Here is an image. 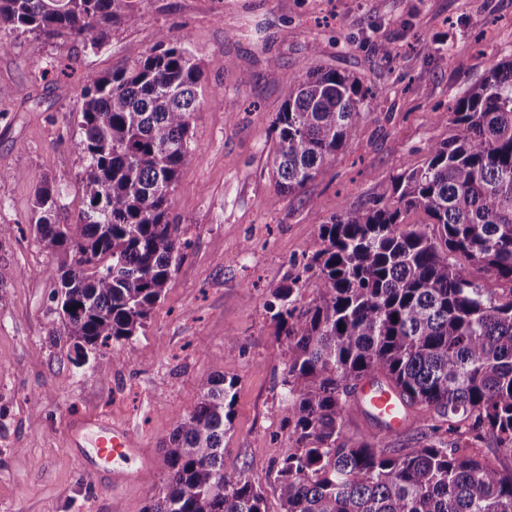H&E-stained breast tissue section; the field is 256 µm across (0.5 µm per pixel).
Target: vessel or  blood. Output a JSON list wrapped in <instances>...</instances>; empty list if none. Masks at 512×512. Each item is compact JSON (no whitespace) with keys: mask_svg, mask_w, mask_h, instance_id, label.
Segmentation results:
<instances>
[{"mask_svg":"<svg viewBox=\"0 0 512 512\" xmlns=\"http://www.w3.org/2000/svg\"><path fill=\"white\" fill-rule=\"evenodd\" d=\"M361 401L372 415L389 422L392 428L402 426L404 411L390 389L365 385ZM68 436L71 447L79 449L87 459L86 473L98 480L107 479L115 487L136 478L135 473L125 470L127 460L136 458L144 465L149 462L146 450L138 447L130 430L107 418L73 421Z\"/></svg>","mask_w":512,"mask_h":512,"instance_id":"obj_1","label":"vessel or blood"}]
</instances>
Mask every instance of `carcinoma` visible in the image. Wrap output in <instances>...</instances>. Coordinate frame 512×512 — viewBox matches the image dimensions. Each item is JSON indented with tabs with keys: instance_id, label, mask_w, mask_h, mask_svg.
<instances>
[{
	"instance_id": "carcinoma-1",
	"label": "carcinoma",
	"mask_w": 512,
	"mask_h": 512,
	"mask_svg": "<svg viewBox=\"0 0 512 512\" xmlns=\"http://www.w3.org/2000/svg\"><path fill=\"white\" fill-rule=\"evenodd\" d=\"M138 2L0 0V31L81 37L98 49L113 25L137 19ZM131 54V69L81 90L79 219H61L59 188L43 181L34 194L37 235L62 256L55 299L78 358L136 335L182 256L169 196L189 154L202 73L165 35ZM370 99L349 73L302 74L273 123L271 204L355 138ZM452 114L460 134L395 176L389 201L319 225L315 300L298 305L296 280L274 293L277 335L293 349L282 381L289 444L271 467L280 512H512V466L464 447L487 433L512 456V298L479 288L453 262L460 255L512 282V59L491 64ZM410 210L428 223H403ZM367 379L433 421L423 441L392 448L382 424L350 443L348 398ZM234 386L216 373L177 414L164 486L147 512H268L261 488L224 461Z\"/></svg>"
}]
</instances>
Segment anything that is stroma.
Here are the masks:
<instances>
[{
  "label": "stroma",
  "mask_w": 512,
  "mask_h": 512,
  "mask_svg": "<svg viewBox=\"0 0 512 512\" xmlns=\"http://www.w3.org/2000/svg\"><path fill=\"white\" fill-rule=\"evenodd\" d=\"M165 34L185 40L206 91L222 95L201 103L170 194L187 247L137 336L78 364L53 300L59 260L34 227V193L43 180L62 187L63 216L77 220L80 91L88 78L131 68V49L152 50ZM510 58L512 0H142L138 20L113 27L95 51L79 38L1 31L0 224L10 233L0 262L15 274L0 286V512H145L163 487L176 415L217 372L236 382L224 458L280 512L269 466L288 444L280 411L292 351L267 303L295 279L300 304L315 299L306 266L320 225L388 201L393 176L457 134L456 100ZM308 67L351 73L373 98L355 139L280 197L271 124ZM122 348L130 361H116ZM96 416L127 426L151 452L139 482L114 490L86 475L67 428Z\"/></svg>",
  "instance_id": "obj_1"
}]
</instances>
